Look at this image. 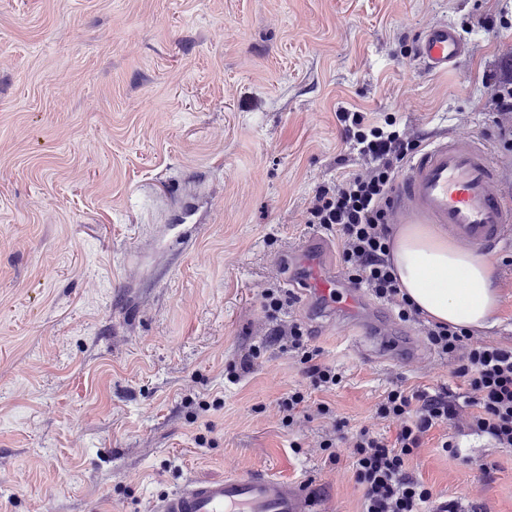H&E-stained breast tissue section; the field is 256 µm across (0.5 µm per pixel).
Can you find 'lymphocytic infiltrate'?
I'll return each instance as SVG.
<instances>
[{
  "instance_id": "1",
  "label": "lymphocytic infiltrate",
  "mask_w": 512,
  "mask_h": 512,
  "mask_svg": "<svg viewBox=\"0 0 512 512\" xmlns=\"http://www.w3.org/2000/svg\"><path fill=\"white\" fill-rule=\"evenodd\" d=\"M338 118L364 168L321 187L309 210V221L336 236L351 279L376 298L392 303L400 319L423 323L434 350L458 359L455 373L470 391L463 399L446 389L396 388L384 392L376 414L383 420L399 421L400 428L392 439L366 427L353 438L354 477L363 488L360 512H430L433 492L409 473L407 461L421 448L431 429L461 422L471 434L489 438L497 447L512 448V347L477 341L473 332L463 327L423 322L394 274L389 222L395 181L421 150L423 141L396 129L364 126L357 112L343 111ZM261 297L269 319L275 323L272 341L300 353L314 389L336 387L341 381L339 373L319 362L320 351L311 347L302 324L280 325L284 301L277 289H265ZM466 405L471 406V413H463Z\"/></svg>"
}]
</instances>
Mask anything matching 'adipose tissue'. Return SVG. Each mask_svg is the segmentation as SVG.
Masks as SVG:
<instances>
[{
    "label": "adipose tissue",
    "instance_id": "ef3b65f1",
    "mask_svg": "<svg viewBox=\"0 0 512 512\" xmlns=\"http://www.w3.org/2000/svg\"><path fill=\"white\" fill-rule=\"evenodd\" d=\"M400 287L431 321L489 327L500 305L488 262L425 224L400 228L391 249Z\"/></svg>",
    "mask_w": 512,
    "mask_h": 512
}]
</instances>
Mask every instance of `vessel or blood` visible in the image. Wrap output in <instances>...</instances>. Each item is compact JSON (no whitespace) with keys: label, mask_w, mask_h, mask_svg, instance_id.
Segmentation results:
<instances>
[{"label":"vessel or blood","mask_w":512,"mask_h":512,"mask_svg":"<svg viewBox=\"0 0 512 512\" xmlns=\"http://www.w3.org/2000/svg\"><path fill=\"white\" fill-rule=\"evenodd\" d=\"M465 41L450 23L428 27L420 38L418 59L430 71L460 64ZM390 209L402 221L424 220L444 226L472 249L493 252L512 242V202L499 190V171L491 150L474 139L460 144L442 135L427 142L407 165L391 197ZM304 289L336 299V312L355 313L361 290L354 280L327 268H314ZM311 485L263 471L195 480L168 495L158 512H318Z\"/></svg>","instance_id":"b4317fda"}]
</instances>
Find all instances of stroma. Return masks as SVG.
<instances>
[{
    "mask_svg": "<svg viewBox=\"0 0 512 512\" xmlns=\"http://www.w3.org/2000/svg\"><path fill=\"white\" fill-rule=\"evenodd\" d=\"M444 20L466 56L429 72L418 42ZM511 55L512 0H0V512H155L190 480L255 470L360 512L350 439L395 437L384 392L466 386L391 303L367 293L342 317L295 290L305 241L343 267L308 221L318 189L359 168L337 114L483 139L510 195L484 103ZM488 262L501 307L474 336L510 347L512 245ZM265 288L336 388L267 345ZM409 469L435 503L512 512V448L441 425Z\"/></svg>",
    "mask_w": 512,
    "mask_h": 512,
    "instance_id": "obj_1",
    "label": "stroma"
}]
</instances>
